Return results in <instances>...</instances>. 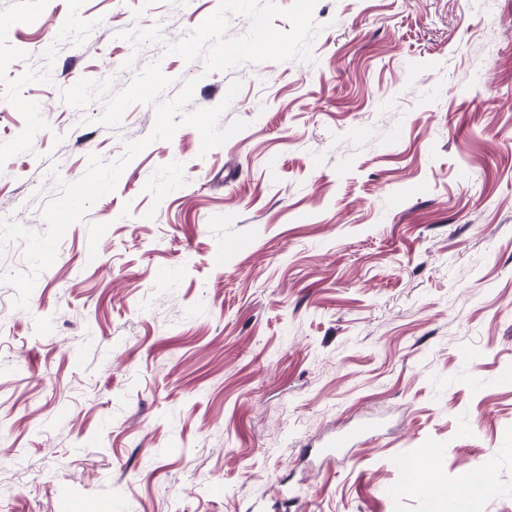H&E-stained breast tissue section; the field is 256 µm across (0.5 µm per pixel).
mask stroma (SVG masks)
Here are the masks:
<instances>
[{
    "label": "stroma",
    "instance_id": "1",
    "mask_svg": "<svg viewBox=\"0 0 512 512\" xmlns=\"http://www.w3.org/2000/svg\"><path fill=\"white\" fill-rule=\"evenodd\" d=\"M219 2L0 0V219L44 232L58 181L151 133L66 104L80 79L157 62L191 112L237 78L248 123L132 159L28 309L0 283V512H431L387 493L424 454L512 512V0H318L310 62L166 54Z\"/></svg>",
    "mask_w": 512,
    "mask_h": 512
}]
</instances>
